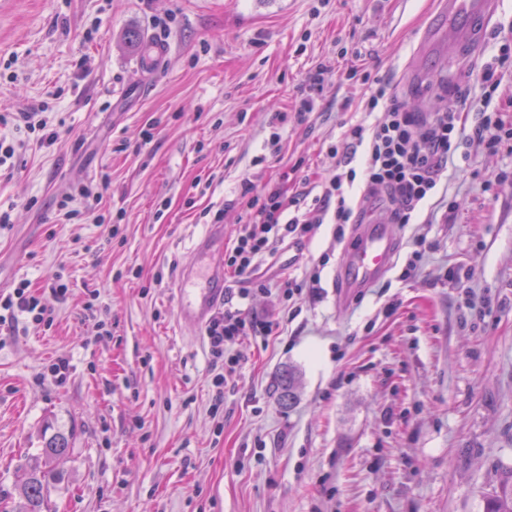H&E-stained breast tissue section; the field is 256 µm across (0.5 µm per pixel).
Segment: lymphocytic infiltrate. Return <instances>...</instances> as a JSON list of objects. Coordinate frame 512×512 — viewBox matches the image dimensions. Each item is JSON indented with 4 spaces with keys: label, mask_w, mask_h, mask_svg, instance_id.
Returning <instances> with one entry per match:
<instances>
[{
    "label": "lymphocytic infiltrate",
    "mask_w": 512,
    "mask_h": 512,
    "mask_svg": "<svg viewBox=\"0 0 512 512\" xmlns=\"http://www.w3.org/2000/svg\"><path fill=\"white\" fill-rule=\"evenodd\" d=\"M509 70L512 71V47L503 44L477 71L481 97L462 99L456 106L427 117L409 111L386 85H373L370 72H362L361 84L372 89L365 110L371 113L383 109L384 117L370 126L361 122L348 124L332 148L337 158L335 175L322 194L313 197L300 213H291V203L281 188L257 194L252 185H245L244 191L249 195L247 220L240 225L227 252L228 267L237 274L251 276L263 261L275 257L286 238L306 237L325 218H332L337 225L360 223L363 212L351 206L345 193L360 174L365 177L369 198L385 205L389 223H410L421 205L436 192L449 160L457 156L469 161L467 145L476 142L494 152L512 141V126L491 107L493 93L503 73ZM361 149L366 152V162L359 173L352 163ZM21 316L38 324L51 320L25 282L12 293L0 296V325ZM269 330L267 322L247 317L230 301L214 313L205 336L213 357L224 362L223 373L213 379L216 402H223L222 388L236 374L239 364L237 357L227 356V347L246 336L268 334Z\"/></svg>",
    "instance_id": "1"
}]
</instances>
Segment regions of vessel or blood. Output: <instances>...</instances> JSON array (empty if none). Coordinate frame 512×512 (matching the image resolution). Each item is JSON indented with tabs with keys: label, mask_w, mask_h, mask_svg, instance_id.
<instances>
[{
	"label": "vessel or blood",
	"mask_w": 512,
	"mask_h": 512,
	"mask_svg": "<svg viewBox=\"0 0 512 512\" xmlns=\"http://www.w3.org/2000/svg\"><path fill=\"white\" fill-rule=\"evenodd\" d=\"M440 17L427 25L424 36L433 43L456 49L475 40L478 22L496 14L499 0H442ZM396 247L391 225L378 221L361 224L355 244L341 271L345 288L355 292L371 285L389 266ZM224 250V227L211 225L195 244L176 290V322L201 332L224 299V271L218 261Z\"/></svg>",
	"instance_id": "obj_1"
}]
</instances>
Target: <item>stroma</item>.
<instances>
[{
  "label": "stroma",
  "mask_w": 512,
  "mask_h": 512,
  "mask_svg": "<svg viewBox=\"0 0 512 512\" xmlns=\"http://www.w3.org/2000/svg\"><path fill=\"white\" fill-rule=\"evenodd\" d=\"M435 0H6L0 7V114L39 111L58 138L29 139L0 175V293L26 281L51 325L0 332V512L60 433L69 457L49 483L53 512H484L512 472V146L471 143L435 223L398 224L397 252L372 287L336 274L353 227L286 239L251 281L270 335L230 348L240 368L213 410L207 343L175 323L177 277L193 241L223 213L232 245L257 188L319 195L336 171L343 122L363 120L365 86L389 84L414 112L439 111L498 48L423 55L408 73ZM168 46L143 70L126 37ZM360 55H352V48ZM327 68L312 93L309 76ZM316 109L298 119L301 98ZM288 122L269 142L273 113ZM97 213L73 224L80 185ZM118 229L104 241L99 218ZM421 266L403 278L416 239ZM318 273L317 295L283 298L287 277ZM66 284V296L55 292ZM96 294L94 311L83 305ZM106 322L111 334L97 338ZM64 383L45 379L57 358ZM298 396L280 403L284 369Z\"/></svg>",
  "instance_id": "stroma-1"
}]
</instances>
